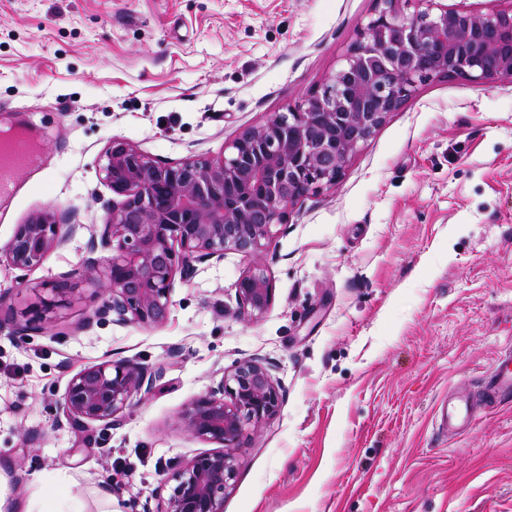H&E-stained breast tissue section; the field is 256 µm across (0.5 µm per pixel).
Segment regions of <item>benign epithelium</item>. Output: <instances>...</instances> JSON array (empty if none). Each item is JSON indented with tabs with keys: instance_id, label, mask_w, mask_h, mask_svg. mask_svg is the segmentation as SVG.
<instances>
[{
	"instance_id": "obj_1",
	"label": "benign epithelium",
	"mask_w": 512,
	"mask_h": 512,
	"mask_svg": "<svg viewBox=\"0 0 512 512\" xmlns=\"http://www.w3.org/2000/svg\"><path fill=\"white\" fill-rule=\"evenodd\" d=\"M412 12H407L408 8ZM512 83V5L487 11L450 8L441 0H374L373 13L322 88L296 108L252 127L216 159L158 162L135 145L110 139L99 173L112 191L103 224H69L39 211L15 226L0 248V265L29 270L79 229L90 233L80 264L82 282L102 304L94 320L156 327L164 323L176 279L195 264L224 259L227 250L253 256L266 248L273 227L306 194L332 188L364 143L431 80ZM112 255L101 257L98 250ZM22 320L0 317L13 332L49 328L77 288L45 283ZM240 314L261 317L271 303L270 279L258 267L236 284ZM160 368L107 360L68 381L60 410L70 425L114 426L134 396L148 393ZM268 368L257 359L237 363L217 385L193 398L175 417L182 433L215 445L167 475L168 497L157 512H224V495L237 470L248 432L280 410Z\"/></svg>"
}]
</instances>
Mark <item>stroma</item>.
Listing matches in <instances>:
<instances>
[{
	"instance_id": "1",
	"label": "stroma",
	"mask_w": 512,
	"mask_h": 512,
	"mask_svg": "<svg viewBox=\"0 0 512 512\" xmlns=\"http://www.w3.org/2000/svg\"><path fill=\"white\" fill-rule=\"evenodd\" d=\"M373 0H0V131L35 159L0 193V247L48 209L80 232L38 267L0 266L13 314L46 281L78 292L52 327L0 330V512H142L170 467L209 450L172 423L260 359L279 413L246 439L224 512H512V397L465 434L435 426L512 345V83L436 79L391 113L334 188L308 194L255 258L229 250L176 281L165 322L111 320L80 285L112 192L110 139L156 160L215 158L320 89ZM273 297L256 320L236 282ZM112 359L162 368L116 426L71 427L70 377ZM240 313L250 319L261 317L271 303L273 288L270 279L258 267L249 268L236 284Z\"/></svg>"
}]
</instances>
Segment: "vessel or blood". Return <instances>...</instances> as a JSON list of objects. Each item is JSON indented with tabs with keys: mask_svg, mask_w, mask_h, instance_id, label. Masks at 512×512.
<instances>
[{
	"mask_svg": "<svg viewBox=\"0 0 512 512\" xmlns=\"http://www.w3.org/2000/svg\"><path fill=\"white\" fill-rule=\"evenodd\" d=\"M30 164L26 143H0V189ZM512 393V350H505L494 363L479 394L453 389L443 400L438 417V429L448 436L463 432L480 411L493 407L506 394Z\"/></svg>",
	"mask_w": 512,
	"mask_h": 512,
	"instance_id": "obj_1",
	"label": "vessel or blood"
}]
</instances>
